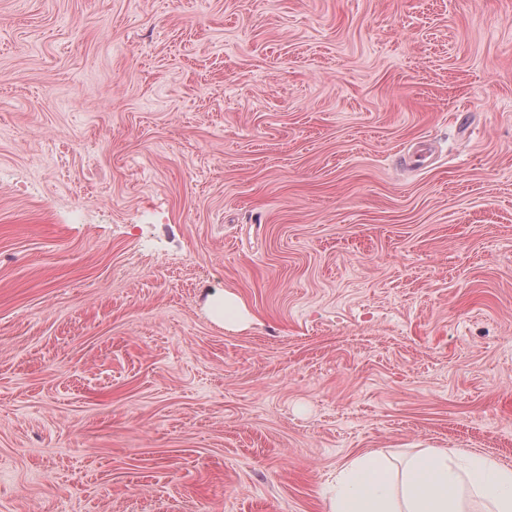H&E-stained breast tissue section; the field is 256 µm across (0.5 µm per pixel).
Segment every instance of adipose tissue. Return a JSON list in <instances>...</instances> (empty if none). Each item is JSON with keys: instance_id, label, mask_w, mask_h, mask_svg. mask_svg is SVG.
Segmentation results:
<instances>
[{"instance_id": "obj_1", "label": "adipose tissue", "mask_w": 512, "mask_h": 512, "mask_svg": "<svg viewBox=\"0 0 512 512\" xmlns=\"http://www.w3.org/2000/svg\"><path fill=\"white\" fill-rule=\"evenodd\" d=\"M512 512V467L450 449L426 448L394 470L367 451L336 472L327 512Z\"/></svg>"}]
</instances>
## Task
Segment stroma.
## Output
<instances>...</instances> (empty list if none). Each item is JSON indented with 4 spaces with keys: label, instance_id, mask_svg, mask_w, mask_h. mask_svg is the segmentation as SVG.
<instances>
[{
    "label": "stroma",
    "instance_id": "35a3bbf8",
    "mask_svg": "<svg viewBox=\"0 0 512 512\" xmlns=\"http://www.w3.org/2000/svg\"><path fill=\"white\" fill-rule=\"evenodd\" d=\"M423 448L512 466V0H0V512Z\"/></svg>",
    "mask_w": 512,
    "mask_h": 512
}]
</instances>
